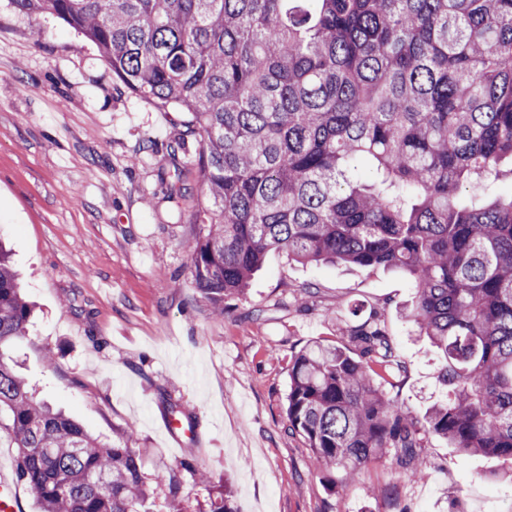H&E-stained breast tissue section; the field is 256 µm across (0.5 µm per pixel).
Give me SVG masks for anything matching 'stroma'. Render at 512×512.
<instances>
[{"label": "stroma", "mask_w": 512, "mask_h": 512, "mask_svg": "<svg viewBox=\"0 0 512 512\" xmlns=\"http://www.w3.org/2000/svg\"><path fill=\"white\" fill-rule=\"evenodd\" d=\"M191 115L129 94L96 48L0 0V241L34 313L4 352L38 400L109 444L132 438L149 512H512V470L427 435L413 468L394 449L352 477L320 470L287 416L304 345L339 342L354 307L378 308L408 363L378 380L423 417L443 393L436 355L404 317L398 271L303 264L270 251L223 317L194 288L187 245L204 193ZM184 138L171 155L169 144ZM180 410L186 437L163 422ZM176 470L178 498L158 475Z\"/></svg>", "instance_id": "1"}]
</instances>
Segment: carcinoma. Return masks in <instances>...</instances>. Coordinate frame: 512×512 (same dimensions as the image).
<instances>
[{"label":"carcinoma","instance_id":"cac0c4a2","mask_svg":"<svg viewBox=\"0 0 512 512\" xmlns=\"http://www.w3.org/2000/svg\"><path fill=\"white\" fill-rule=\"evenodd\" d=\"M81 33L127 91L192 115L206 201L189 244L215 315L265 255L408 274L405 317L443 398L376 382L405 362L376 309L292 357L288 421L347 474L431 433L512 468V0H10ZM31 307L0 246V348ZM42 512H146L138 457L39 402L0 352V429Z\"/></svg>","mask_w":512,"mask_h":512}]
</instances>
